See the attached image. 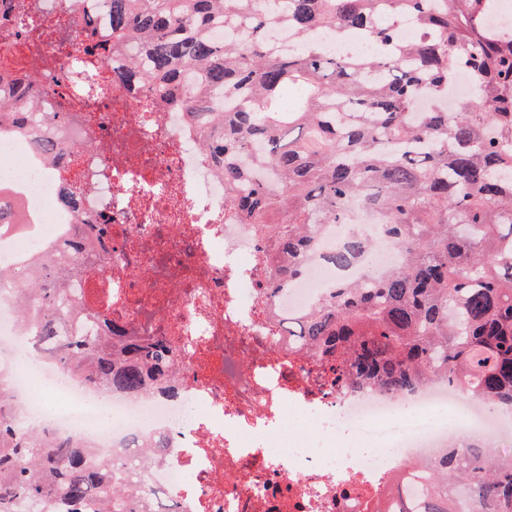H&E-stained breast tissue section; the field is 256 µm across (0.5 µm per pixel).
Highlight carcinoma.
<instances>
[{
    "instance_id": "carcinoma-1",
    "label": "carcinoma",
    "mask_w": 512,
    "mask_h": 512,
    "mask_svg": "<svg viewBox=\"0 0 512 512\" xmlns=\"http://www.w3.org/2000/svg\"><path fill=\"white\" fill-rule=\"evenodd\" d=\"M107 29L87 37L115 50L137 41L130 60L142 89L166 108H181L207 128L201 144L224 176L226 204L249 224L266 226L275 262L269 288H283L314 251L319 224H343L346 241L330 253L345 267L368 256L371 242L351 223L356 200L382 236L403 247L401 266L363 283L342 281L299 319L300 345L336 382L392 392L443 375L492 407H512V31L489 29L492 0H388L416 17L426 36L399 43L392 23L374 15L376 0H103ZM252 21L243 47L212 39L211 28ZM305 40L317 31L356 30L377 48L350 58L316 51L271 55L272 29ZM39 64L0 73L22 95L38 82ZM471 77L454 112V68ZM293 88V107L283 91ZM247 102L228 110L218 97ZM430 98L427 112L414 111ZM10 96L0 94V132L25 131ZM83 254L102 260L95 236ZM73 260L35 265L48 287L31 289L46 319L36 341L57 345L56 360L104 391L158 387L176 357L162 343L112 336L57 338V318L71 301ZM145 459L121 458L111 472L72 437L22 436L0 420V512H129L142 491ZM424 512H448V490L478 512H512V451L452 445L424 474Z\"/></svg>"
}]
</instances>
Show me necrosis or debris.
Here are the masks:
<instances>
[{"mask_svg": "<svg viewBox=\"0 0 512 512\" xmlns=\"http://www.w3.org/2000/svg\"><path fill=\"white\" fill-rule=\"evenodd\" d=\"M16 15L56 24L39 39L0 36V70L50 58L57 83L45 112L70 119L56 138L81 150L49 162L43 126L0 134V359L5 416L25 432L71 435L90 451H123L128 440L163 437L144 469L145 494L135 512H152L162 492L175 512H412L417 490L406 469L429 461L449 437L471 433L500 450L512 442V420L438 378L400 394L328 383L322 368L288 333L286 322L311 310L340 280L381 276L403 253L377 237L375 218L351 211L371 238V257L338 269L305 262L285 288L267 287V248L256 225L224 203V179L200 146L202 129L185 112L126 80L132 46L104 54L86 38L103 13L87 15L81 0H10ZM273 48L300 53L315 44L328 55L371 50L361 34L315 35L311 42L270 32ZM83 73L68 72L71 58ZM81 198L63 209L59 192ZM89 225L108 247L105 262H87L77 279L89 314L59 322L167 345L178 370L166 391L106 393L75 380L32 336L36 307H25L19 284L31 259L81 248L77 225ZM97 402L110 425L90 421Z\"/></svg>", "mask_w": 512, "mask_h": 512, "instance_id": "4bbe7bcc", "label": "necrosis or debris"}]
</instances>
